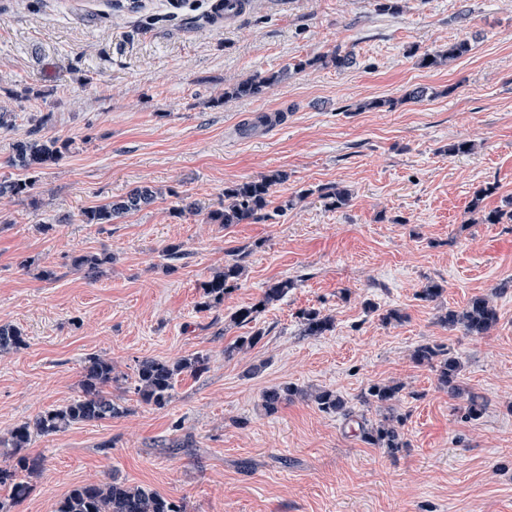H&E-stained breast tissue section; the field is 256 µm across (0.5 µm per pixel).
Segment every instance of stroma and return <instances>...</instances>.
Masks as SVG:
<instances>
[{
	"instance_id": "1",
	"label": "stroma",
	"mask_w": 512,
	"mask_h": 512,
	"mask_svg": "<svg viewBox=\"0 0 512 512\" xmlns=\"http://www.w3.org/2000/svg\"><path fill=\"white\" fill-rule=\"evenodd\" d=\"M212 2L140 0L132 12L115 0H0V179L29 176L8 159L34 126L67 145L30 194L0 202V324L26 338L0 353V438L77 398L87 355L128 377L148 358H210L204 374L176 377L164 408L124 385L113 393L126 415L34 437L24 453L43 470L10 512H54L72 486L114 476L185 512H512V222L467 215L485 188L486 209H512V0H405L394 15L376 0H249L229 25ZM462 37L469 55L419 67L420 53ZM337 47L350 66L318 64ZM278 71L265 94L225 99ZM416 88L423 100H406ZM460 140L474 150L449 153ZM275 170L288 178L273 202L292 208L209 221L226 185ZM143 185L160 191L148 208L84 223L83 211ZM336 186L351 193L338 209L323 198ZM172 243L183 257L171 265ZM237 248L238 288L202 307L200 283ZM85 253L112 257L97 280L71 266ZM284 278L295 286L282 301L231 322ZM431 280L444 292L428 302ZM480 294L499 313L488 335L439 324ZM311 307L334 317L327 335H302ZM390 309L404 321L383 324ZM256 330L258 345L225 357ZM426 342L459 359L463 387L487 400L480 419L412 362ZM391 380L404 385L409 441L394 455L307 398L336 391L374 421L358 397ZM285 382L302 397L266 415L263 391Z\"/></svg>"
}]
</instances>
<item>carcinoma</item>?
<instances>
[{
	"instance_id": "cac0c4a2",
	"label": "carcinoma",
	"mask_w": 512,
	"mask_h": 512,
	"mask_svg": "<svg viewBox=\"0 0 512 512\" xmlns=\"http://www.w3.org/2000/svg\"><path fill=\"white\" fill-rule=\"evenodd\" d=\"M472 50L470 39L463 38L448 43V47L438 51L423 53L418 64L426 68H437L455 61ZM279 76L260 74L237 85L224 93V98L259 97L270 85L277 82ZM65 145L56 140L32 138L18 141L13 145L10 157L11 165L25 171H36L59 162ZM286 179V174L273 171L258 179L233 183L224 187V208L209 215L215 224H243L250 220L271 218L267 208L272 203L273 188ZM34 181L26 179L0 180V199L19 197L30 192ZM487 190L476 192L468 213L478 216L483 224H499L504 217L512 220V214L499 210L485 211L482 200ZM158 190L151 186L132 189L125 197L84 212L87 224H110L124 215L138 212L152 205ZM112 257L103 254H82L72 257L71 265L89 277L103 273V268L111 263ZM245 266L243 257L233 254V258L224 263V268L216 271L200 284L202 306L209 308L224 302V295L235 288L243 277ZM295 287V282L286 278L275 280L263 290L258 303L237 309L231 321L237 325L251 323L255 314L280 302L288 291ZM301 333L304 336H323L332 331L334 318L319 308L303 309L298 313ZM496 306L484 295L470 298L465 308L450 309L440 317L442 326L449 329H461L467 336H485L498 323ZM263 337L257 331L250 336H241L224 348V355L235 354L254 347ZM26 346V339L21 330L13 325H0V352L17 351ZM412 361L434 372L437 386L451 396L464 393L460 384L461 363L450 349L437 344H420L411 354ZM209 369V358L203 354L181 358L176 361L146 359L138 364L135 371L134 390L140 402L161 409L172 398L174 380L177 375L188 372L200 376ZM120 377L115 374L112 362L97 355L90 354L84 359L80 381L81 395L70 403L49 408L30 421L16 425L9 433L7 445L18 454L16 463L10 468L0 467V490L7 497L0 498V512H4L7 502H18L26 498L31 489L32 479L42 472V462L38 458L19 455L28 447L35 435H52L66 431L70 427L87 422H98L121 417L127 413L118 398L112 396L109 388L117 384ZM402 383L374 382L368 385L360 396L366 406L387 405L398 398ZM302 394L301 389L290 384L281 383L263 391L262 407L272 415L282 405L293 401ZM319 410L341 415L346 421L357 424L361 440L377 448H387L395 452L408 447L403 431L404 417L388 415L377 423L369 422L364 415L356 414L347 402L335 391L320 389L311 395ZM486 401L483 396L467 393L462 407L463 415L470 420L480 418L485 411ZM55 512H185L183 505L142 486H135L112 477L106 482H86L73 486L57 503Z\"/></svg>"
}]
</instances>
